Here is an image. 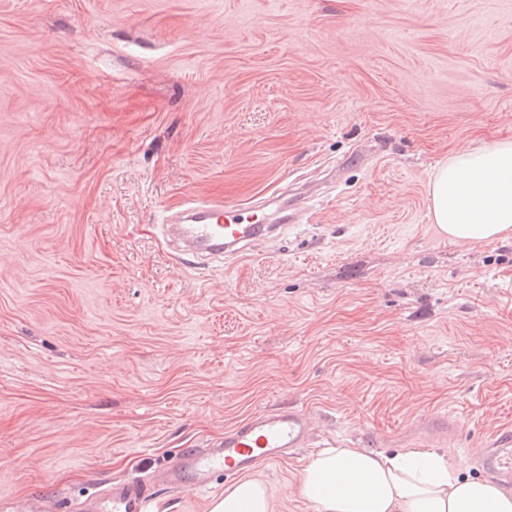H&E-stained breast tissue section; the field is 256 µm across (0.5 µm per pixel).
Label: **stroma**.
<instances>
[{
    "mask_svg": "<svg viewBox=\"0 0 512 512\" xmlns=\"http://www.w3.org/2000/svg\"><path fill=\"white\" fill-rule=\"evenodd\" d=\"M512 134V0H0V507L74 512L253 412L311 453L428 445L484 477L512 430V238L454 242L436 167ZM311 214L233 262L178 260L192 193ZM151 512L224 495L158 488Z\"/></svg>",
    "mask_w": 512,
    "mask_h": 512,
    "instance_id": "1",
    "label": "stroma"
}]
</instances>
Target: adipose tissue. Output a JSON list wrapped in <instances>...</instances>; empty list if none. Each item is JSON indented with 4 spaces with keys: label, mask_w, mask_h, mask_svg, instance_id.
I'll return each mask as SVG.
<instances>
[{
    "label": "adipose tissue",
    "mask_w": 512,
    "mask_h": 512,
    "mask_svg": "<svg viewBox=\"0 0 512 512\" xmlns=\"http://www.w3.org/2000/svg\"><path fill=\"white\" fill-rule=\"evenodd\" d=\"M431 214L455 241L512 237V138L454 153L435 171ZM299 492L315 512H512V490L465 475L431 448L386 454L339 445L313 454ZM210 512H275L268 488L241 479Z\"/></svg>",
    "instance_id": "obj_1"
}]
</instances>
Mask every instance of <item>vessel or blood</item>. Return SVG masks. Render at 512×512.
Listing matches in <instances>:
<instances>
[{
  "label": "vessel or blood",
  "mask_w": 512,
  "mask_h": 512,
  "mask_svg": "<svg viewBox=\"0 0 512 512\" xmlns=\"http://www.w3.org/2000/svg\"><path fill=\"white\" fill-rule=\"evenodd\" d=\"M293 221L289 213L268 219L258 210L244 213L222 201L193 196L167 216L163 231L179 240L184 255L242 257L257 242L277 238ZM312 438L313 416L305 406L290 403L253 413L225 431L223 439L202 448L181 449L176 460L161 467L153 479L132 477L98 492L92 512H150L153 482L178 490L207 491L219 478H235L259 463L283 459L290 451L307 447ZM480 464L489 472L512 477V433L494 439Z\"/></svg>",
  "instance_id": "vessel-or-blood-1"
}]
</instances>
